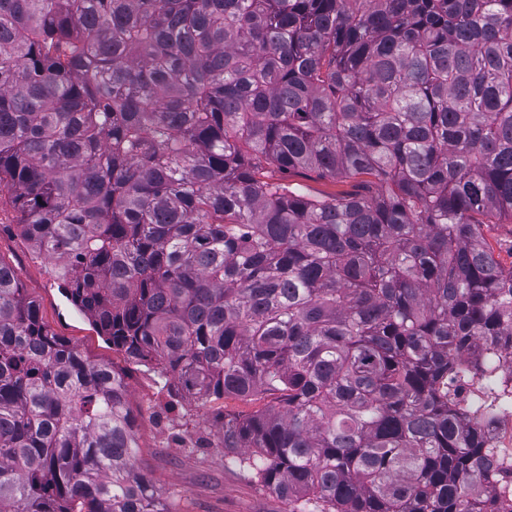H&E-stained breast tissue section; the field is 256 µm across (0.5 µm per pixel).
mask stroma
Returning a JSON list of instances; mask_svg holds the SVG:
<instances>
[{"instance_id": "stroma-1", "label": "stroma", "mask_w": 512, "mask_h": 512, "mask_svg": "<svg viewBox=\"0 0 512 512\" xmlns=\"http://www.w3.org/2000/svg\"><path fill=\"white\" fill-rule=\"evenodd\" d=\"M12 216L11 208L0 211V258L17 269L25 295L36 301L44 323L54 334L124 374L128 405L139 416L137 440L143 472L169 512H288L287 501L239 471L217 434L223 414H249L263 408V401L233 397L179 401L169 416L173 428L204 437L206 444L190 450L164 439L157 424L145 414L148 398L167 400L162 381L147 367L129 363L66 298L53 273L54 260L35 252L19 234Z\"/></svg>"}]
</instances>
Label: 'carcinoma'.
Segmentation results:
<instances>
[{
  "label": "carcinoma",
  "mask_w": 512,
  "mask_h": 512,
  "mask_svg": "<svg viewBox=\"0 0 512 512\" xmlns=\"http://www.w3.org/2000/svg\"><path fill=\"white\" fill-rule=\"evenodd\" d=\"M289 173L366 178L301 193ZM67 298L288 512H497L512 0H0V192ZM0 512H166L126 383L0 258ZM497 222L500 224L483 226L484 243L499 265L505 270H510L512 268V223L507 219ZM492 376L493 384L489 387L492 392L501 393L503 388L512 389V359L510 356H498L494 359Z\"/></svg>",
  "instance_id": "obj_1"
}]
</instances>
